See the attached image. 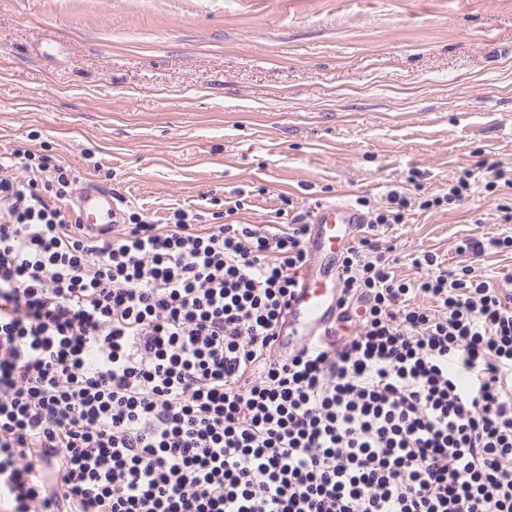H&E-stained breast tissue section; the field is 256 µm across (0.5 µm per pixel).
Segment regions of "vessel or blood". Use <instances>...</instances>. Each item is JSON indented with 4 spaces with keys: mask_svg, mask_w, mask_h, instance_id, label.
<instances>
[{
    "mask_svg": "<svg viewBox=\"0 0 512 512\" xmlns=\"http://www.w3.org/2000/svg\"><path fill=\"white\" fill-rule=\"evenodd\" d=\"M80 230L92 238L111 235L116 210L112 191L95 182H85L79 192ZM363 214L348 203L322 202L312 209V232L306 244L310 261L299 274L298 289L288 306L285 323L278 331L276 350L302 338H314L316 332L337 321L341 280L340 262L351 248Z\"/></svg>",
    "mask_w": 512,
    "mask_h": 512,
    "instance_id": "vessel-or-blood-1",
    "label": "vessel or blood"
}]
</instances>
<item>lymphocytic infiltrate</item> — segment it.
<instances>
[{
    "instance_id": "lymphocytic-infiltrate-1",
    "label": "lymphocytic infiltrate",
    "mask_w": 512,
    "mask_h": 512,
    "mask_svg": "<svg viewBox=\"0 0 512 512\" xmlns=\"http://www.w3.org/2000/svg\"><path fill=\"white\" fill-rule=\"evenodd\" d=\"M0 164V512H512V302L424 251L398 279L384 238L447 192L383 206L342 260L354 329L276 353L309 261L310 211L200 224L126 210L75 231L60 160Z\"/></svg>"
}]
</instances>
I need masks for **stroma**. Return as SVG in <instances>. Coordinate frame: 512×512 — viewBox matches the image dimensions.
<instances>
[{
	"mask_svg": "<svg viewBox=\"0 0 512 512\" xmlns=\"http://www.w3.org/2000/svg\"><path fill=\"white\" fill-rule=\"evenodd\" d=\"M54 156L152 219L251 194L262 224L419 174L422 196L512 167V0H0V155ZM484 189L409 211L398 278L503 232Z\"/></svg>",
	"mask_w": 512,
	"mask_h": 512,
	"instance_id": "obj_1",
	"label": "stroma"
}]
</instances>
